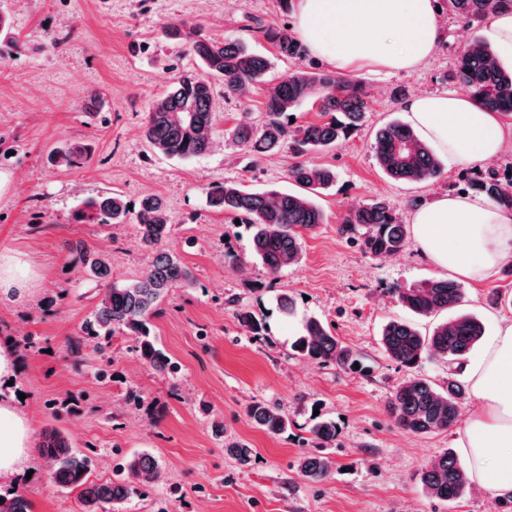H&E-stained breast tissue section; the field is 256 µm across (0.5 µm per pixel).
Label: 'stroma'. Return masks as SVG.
Wrapping results in <instances>:
<instances>
[{
  "mask_svg": "<svg viewBox=\"0 0 512 512\" xmlns=\"http://www.w3.org/2000/svg\"><path fill=\"white\" fill-rule=\"evenodd\" d=\"M10 17L14 43H0V171L10 182L0 192V247L27 253L41 280L34 297L0 302V342L10 343L19 373L10 393H23L36 437L63 434L73 449L90 454L91 481L111 480L125 458H155L161 480L108 512H492L494 500L480 488L444 503L431 499L421 469L455 449L456 431L414 435L397 427L389 400L411 373L389 360L381 346L390 320L429 332L436 317L415 315L396 291L437 278L416 245L377 259L340 234L346 212L370 200H386L402 220L442 193H459L461 171H441L423 183L398 182L378 166L374 130L404 119L395 89L408 94L450 89L444 75L457 52L481 37L482 24L441 12L443 39L433 56L412 73L356 69L371 92L367 123L314 163L336 172L335 183L315 201L327 221L304 233L300 261L278 274L254 256L246 225L206 203L209 187L227 182L255 191L291 190L288 148L252 159L231 136L243 119L265 121L269 85L288 72L315 64L313 56L275 60L265 84L247 99L225 97L214 85L211 148L192 160L153 152L143 136L146 112L177 69L195 59L167 39L165 24L197 25L214 40H237L263 54L272 48L256 29L283 18L280 0H0ZM91 145L93 155L77 169L54 166L53 151ZM103 191L137 204L160 195L171 218L165 243L190 269L194 285L172 289L153 320L159 346L180 371L162 376L140 361L128 339L114 337L104 352L84 344L72 354L81 322L93 312L106 284L93 280L74 251L86 244L105 255L111 282L130 283L151 259L133 223L78 224L74 212ZM500 289L506 300L492 306ZM466 311L495 322L492 309L512 313V276L463 286ZM293 296L296 316L277 308ZM266 316L265 336H252L240 311ZM304 315L331 325L360 362L352 370L299 357L292 350ZM85 396L79 414L51 413L48 402ZM279 405L290 426L270 435L247 418L248 403ZM338 427L330 476L304 480L300 457L318 453L310 429L317 418ZM249 445L254 458L240 466L225 444ZM32 476L0 479V493L22 490L33 512H82L75 491L55 485L50 467L32 452Z\"/></svg>",
  "mask_w": 512,
  "mask_h": 512,
  "instance_id": "obj_1",
  "label": "stroma"
}]
</instances>
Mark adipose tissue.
Here are the masks:
<instances>
[{
	"instance_id": "ef3b65f1",
	"label": "adipose tissue",
	"mask_w": 512,
	"mask_h": 512,
	"mask_svg": "<svg viewBox=\"0 0 512 512\" xmlns=\"http://www.w3.org/2000/svg\"><path fill=\"white\" fill-rule=\"evenodd\" d=\"M294 33L308 52L344 73L373 65L410 73L441 37L435 0H293ZM410 126L448 171L496 158L512 126L455 90L427 92L402 104ZM411 233L423 257L449 277L481 283L512 260V211L472 194H445L417 208ZM40 274L22 254L0 248V301L34 294ZM475 403L457 428V448L473 485L512 498V317L495 319L477 355L463 365ZM27 413L0 393V476L22 474L33 445Z\"/></svg>"
}]
</instances>
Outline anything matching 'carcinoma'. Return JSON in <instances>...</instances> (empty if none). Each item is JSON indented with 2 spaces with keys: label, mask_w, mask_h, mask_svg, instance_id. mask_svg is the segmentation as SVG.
I'll return each mask as SVG.
<instances>
[{
  "label": "carcinoma",
  "mask_w": 512,
  "mask_h": 512,
  "mask_svg": "<svg viewBox=\"0 0 512 512\" xmlns=\"http://www.w3.org/2000/svg\"><path fill=\"white\" fill-rule=\"evenodd\" d=\"M447 9L467 23H478L505 10L512 11V0H444ZM168 34L189 44L202 64V73H182L170 90L149 106L144 133L156 153L190 160L205 153L211 144L213 126V82H224V96L244 98L261 83L271 69V58L252 51L235 40L216 41L202 34L196 26L183 23L167 26ZM276 57L297 59L305 55L301 42L286 24L259 26ZM448 80L463 87L481 105L494 112L512 115V69L501 67L489 46L471 42L456 57ZM318 105L322 120L305 126H292L290 113L306 101ZM370 93L358 79L340 76L314 66L295 70L271 87L263 103L266 120L257 130L247 122L233 130L235 139L252 155L260 157L277 152L283 144L298 158L288 168V178L297 192H252L239 184L226 183L209 189V206L246 224L251 229L254 253L269 273L275 275L296 264L301 254L303 232L325 223L324 212L312 195L325 190L336 180L335 172L317 165L308 155L327 150L336 142L361 128L370 112ZM372 149L379 167L392 179L424 182L437 177L441 165L432 149L414 130L400 121H390L375 132ZM87 150L79 145L60 153L56 162L80 168L87 161ZM464 190L480 193L496 204L512 209V181L503 182L494 172L476 174L465 181ZM130 213L119 193L106 192L90 197L74 213L77 224H119ZM135 224L142 244L152 251V260L136 282L107 288L89 320L81 327L91 339L112 338L120 331L131 338L138 358L160 375H172L178 365L158 347L151 319L169 290L190 286V270L174 255L161 248L171 230L164 201L155 194L144 196L135 212ZM342 234L360 242L362 250L374 258H389L408 245L406 225L384 200L375 199L354 207L343 219ZM84 267L95 278L110 274L108 259L93 254L82 245L75 246ZM403 306L419 316L452 311L450 320L442 321L424 336L418 328L401 320L388 322L381 344L387 357L407 369L419 366L430 355L458 363L482 340L484 326L472 314L461 311L464 291L450 279H429L412 288L398 289ZM293 350L300 356L321 364L352 366V351L333 335L319 319L305 317ZM466 395L458 374L448 370L447 385L413 377L394 392L389 411L395 423L413 434H429L455 425L459 404ZM246 416L270 434L287 430L288 422L278 407L254 401ZM312 439L322 448L336 444V423L321 421L311 429ZM42 456L51 461L53 481L72 491H79L85 512H101L105 505L118 503L161 478V471L149 455L128 461V477L104 484L88 482L89 456L72 452L59 432L46 435L39 444ZM302 477L319 482L333 469L325 454L301 458ZM420 481L427 494L440 502L460 498L468 489L465 469L453 451L448 450L429 461ZM0 512H32L25 495L0 494Z\"/></svg>",
  "instance_id": "carcinoma-1"
}]
</instances>
